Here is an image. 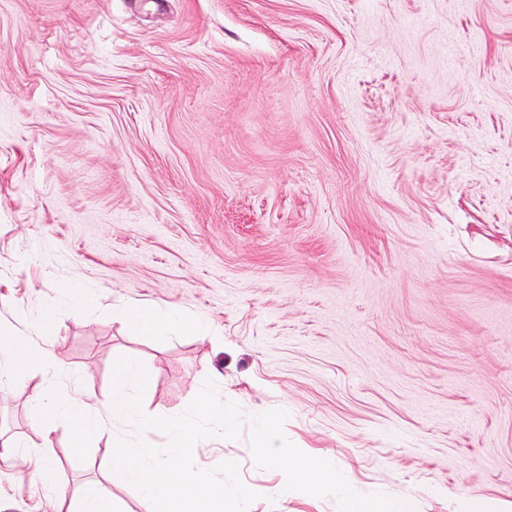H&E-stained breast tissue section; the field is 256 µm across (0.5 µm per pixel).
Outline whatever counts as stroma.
I'll return each instance as SVG.
<instances>
[{"label": "stroma", "instance_id": "obj_1", "mask_svg": "<svg viewBox=\"0 0 512 512\" xmlns=\"http://www.w3.org/2000/svg\"><path fill=\"white\" fill-rule=\"evenodd\" d=\"M138 305L215 340L113 322ZM1 333L53 359L0 383V512H47L41 455L149 512L112 434L76 463L31 405L111 400L122 356L145 412L213 379L358 493L512 504V0H0ZM193 457L267 488L248 512H339L248 435Z\"/></svg>", "mask_w": 512, "mask_h": 512}]
</instances>
